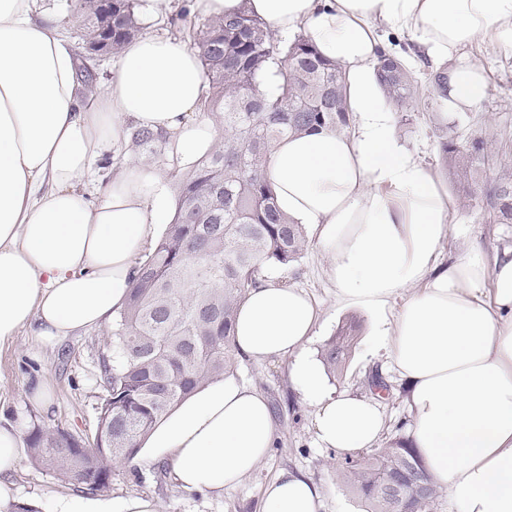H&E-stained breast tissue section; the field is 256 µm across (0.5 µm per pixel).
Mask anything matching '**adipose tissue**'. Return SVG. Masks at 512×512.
Returning a JSON list of instances; mask_svg holds the SVG:
<instances>
[{
    "instance_id": "adipose-tissue-1",
    "label": "adipose tissue",
    "mask_w": 512,
    "mask_h": 512,
    "mask_svg": "<svg viewBox=\"0 0 512 512\" xmlns=\"http://www.w3.org/2000/svg\"><path fill=\"white\" fill-rule=\"evenodd\" d=\"M36 0H0V345L30 328L53 345L120 312L138 260L173 206L166 172L124 161L106 183L84 179L129 127L163 133L170 162L191 166L218 125L200 112L206 81L183 40L130 41L96 95H79V59L56 16ZM191 12L240 10L282 36L302 32L346 72L351 129L280 140L267 176L279 209L308 226L327 260L336 303L371 316L374 349L410 389V438L431 482L458 512H512V249L480 247L443 264L453 203L434 171L396 134L373 66L378 31L407 34L448 64V108L475 109L487 94L466 57L482 41L512 57V0H188ZM319 311L300 289L264 281L241 301L234 351L254 362L291 358L290 375L315 406L323 447H375L385 421L376 400L328 388L307 353ZM278 439L265 395L227 378L197 389L145 438L144 458L168 457L187 491L234 489ZM21 431L0 426V512L20 500L10 480ZM323 491L284 472L263 512H321ZM60 512H157L154 499L92 497Z\"/></svg>"
}]
</instances>
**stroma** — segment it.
Returning a JSON list of instances; mask_svg holds the SVG:
<instances>
[{"instance_id":"35a3bbf8","label":"stroma","mask_w":512,"mask_h":512,"mask_svg":"<svg viewBox=\"0 0 512 512\" xmlns=\"http://www.w3.org/2000/svg\"><path fill=\"white\" fill-rule=\"evenodd\" d=\"M468 55L485 68L488 79L487 95L477 109L426 112L415 107L394 114L397 134L417 147L420 158L441 177L453 198L458 195L455 181L439 155V142L449 126L458 125L473 138L487 133L506 137L512 149V58L498 56L481 42L474 44ZM472 245L481 247L487 256H495L512 246V224L484 223L479 207L456 203L441 257L453 258ZM266 273L305 290L319 304L320 329L309 346L313 356H320L324 344L342 325L352 320L359 323L361 330L346 368L343 374L329 377L328 385L339 392L366 396L370 393L368 374L379 371L389 386L388 392L378 398L385 420L383 434H397L399 425L408 420V390L386 365L383 355L371 351L367 315L338 308L319 249L308 245L293 266H271ZM111 351L112 338L103 328L80 332L52 346L41 344L30 329H21L13 342L0 346V424L24 429L36 417L75 434L93 435L98 406L105 394L99 362ZM232 373L240 382L263 391L274 408L279 439L259 468L235 490L215 494L181 490L173 482L170 464L164 458L153 459L146 466L119 463L112 469L109 498L146 494L156 500L159 512H262L264 487L289 471L305 475L322 487L323 512H366V504L339 474L342 452L321 447L314 428V408L294 385L288 360L257 363L240 359ZM37 381L49 391L48 407H40L28 398L31 385ZM13 480L20 498L38 502L39 512H58L62 500L82 493L81 488L61 483L27 457Z\"/></svg>"}]
</instances>
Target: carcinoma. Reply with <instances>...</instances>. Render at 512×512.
Masks as SVG:
<instances>
[{"label": "carcinoma", "instance_id": "cac0c4a2", "mask_svg": "<svg viewBox=\"0 0 512 512\" xmlns=\"http://www.w3.org/2000/svg\"><path fill=\"white\" fill-rule=\"evenodd\" d=\"M139 7V0H112L110 9L103 0H67L66 11L83 18V45L105 41L116 58L144 29ZM190 47L209 85L201 111L217 118L223 133L211 153L175 175L174 216L112 320V359L101 360L106 395L93 437L31 419V460L67 484L77 456L99 468L95 478L118 462H132L177 403L231 370L238 300L260 283L266 267L292 265L307 246L304 228L279 213L269 188L272 147L288 134L342 131L350 123L343 68L301 35L283 39L242 11L205 19L190 33ZM374 70L383 97L397 108L447 109L448 67L432 71L425 87L392 51L378 53ZM164 144L162 134L130 127L127 149L160 158ZM439 152L458 192L471 200L476 176L495 157L492 141L455 132L440 141ZM485 195V223L512 224L511 161L499 159ZM355 332L345 324L325 344L321 358L328 371L343 372ZM109 410L112 454L105 455ZM341 474L367 512H437L440 491L408 438L395 436L344 457Z\"/></svg>", "mask_w": 512, "mask_h": 512}]
</instances>
